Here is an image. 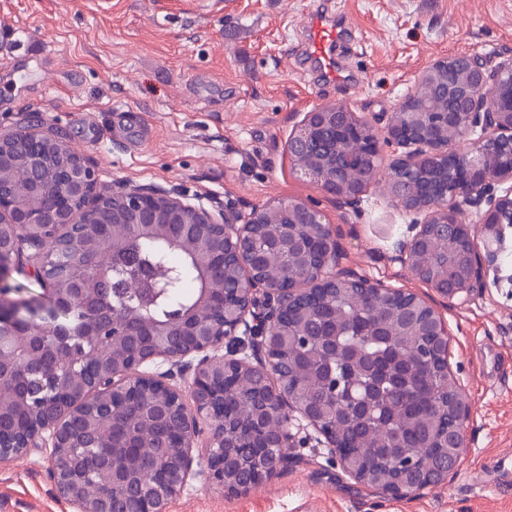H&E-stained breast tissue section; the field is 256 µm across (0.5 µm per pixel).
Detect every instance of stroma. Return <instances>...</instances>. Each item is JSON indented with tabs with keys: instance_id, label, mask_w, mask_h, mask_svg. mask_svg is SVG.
Segmentation results:
<instances>
[{
	"instance_id": "obj_1",
	"label": "stroma",
	"mask_w": 512,
	"mask_h": 512,
	"mask_svg": "<svg viewBox=\"0 0 512 512\" xmlns=\"http://www.w3.org/2000/svg\"><path fill=\"white\" fill-rule=\"evenodd\" d=\"M349 33L336 82L301 46L312 12ZM0 129L45 123L97 168L101 185H150L242 211L282 197L315 205L344 265L422 296L447 321L471 406L453 477L393 499L358 486L304 437L278 479L248 494L192 486L169 512H512V288L486 272L468 299L437 296L393 259L414 217L374 181L359 210L336 205L288 157V137L323 104L365 118L396 111L436 59L512 55V0H0ZM51 462L0 464L9 512H73Z\"/></svg>"
}]
</instances>
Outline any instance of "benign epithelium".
<instances>
[{
    "mask_svg": "<svg viewBox=\"0 0 512 512\" xmlns=\"http://www.w3.org/2000/svg\"><path fill=\"white\" fill-rule=\"evenodd\" d=\"M435 90L442 108L428 112L419 105L422 91ZM378 128L353 112L316 106L304 114L288 138V156L293 159L322 144L329 128L341 126L348 133L364 137L372 158H380L383 147L403 149L391 165L396 172L419 171L424 160L452 172L448 190L441 197L431 186L415 178L404 188L400 206L407 212L424 213L413 237L399 249L395 260L412 269L438 296L448 300L469 296L482 286L489 268L497 267V256L489 241L497 236L503 214H512V165H504L493 151L505 144L512 150V57L497 63L470 54H455L436 60L422 75L415 91L406 94L399 109L384 116ZM472 137V152L464 161L449 150L454 135ZM26 170V191L11 190V173ZM316 175L321 189L341 208L357 210L374 178L357 182L348 169ZM508 184L503 194L496 187ZM480 215L477 224L459 221L462 211ZM290 223L314 224L321 229L323 247L310 266L305 288L293 283H272L261 270L262 252L259 229L264 227L261 210L243 213L226 201L220 206L202 201L191 203L185 196L147 185L119 183L108 192L101 188L94 165L65 143L52 128L42 124H20L0 132V331L7 327L20 337V351L27 359L37 356L47 345L42 328L49 325V314L38 302L7 298L5 279L20 262L27 247L34 274L50 291L62 290L68 299L80 304L85 326L73 336L94 340L79 349L69 340H56L60 368L49 385L52 394L33 405L29 427L10 448H0V462L20 455L47 454L52 462L51 477L58 495L77 512H113L112 489L121 473L112 460L91 458L81 470L70 468L65 454L81 448L82 437L71 426V417L82 411L89 417L113 410L115 399L132 389L145 396V419L178 416L179 456L171 472L140 486L139 495L146 512H166L198 477L224 488L231 496L245 495L255 486L283 473L289 456L281 447H291L295 434L291 427L309 431L326 454L336 460L346 476L361 482L344 461L341 439L325 426L312 407L298 405L276 380L280 364V335L286 331L283 314L302 292L324 290L339 282L355 283L368 296L391 293L423 315L445 362L450 377L452 344L442 315L418 294L387 288L356 276L341 265L336 234L322 214L300 202ZM438 232L454 235L472 255L469 274L452 283L426 279L413 268L414 257L427 238ZM136 235L146 241L167 238L181 246L194 245V258L204 281L198 306L210 313L206 321L188 320L180 325H157L141 316L134 319L112 311V290L140 287L147 276L128 265L115 263V254L126 239ZM481 239L478 250L475 239ZM233 261L242 282L237 313L224 316V290L212 283L224 276V265ZM175 336L165 350L146 348L137 337ZM125 336L122 363L75 391V380L95 362L113 337ZM231 343L224 350V342ZM250 373L263 385L262 408L250 415L252 437L243 449H224V386L215 382ZM30 393L14 388L0 391V417L6 409L27 401ZM276 410L287 415V426L271 428L266 413ZM458 425L448 433V446L464 440V424L469 405L461 401L455 408ZM206 439V469L193 468V450ZM455 466L438 461L427 468L408 467L403 478L376 490L402 499L448 478ZM106 471L108 484L97 496L81 495L92 472Z\"/></svg>",
    "mask_w": 512,
    "mask_h": 512,
    "instance_id": "1",
    "label": "benign epithelium"
}]
</instances>
